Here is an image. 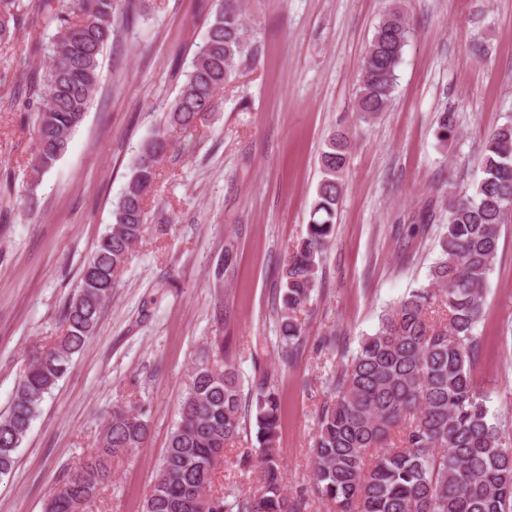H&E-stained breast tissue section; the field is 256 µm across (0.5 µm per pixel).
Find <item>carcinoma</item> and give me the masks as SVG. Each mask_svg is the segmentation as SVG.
I'll return each instance as SVG.
<instances>
[{"label": "carcinoma", "instance_id": "carcinoma-1", "mask_svg": "<svg viewBox=\"0 0 512 512\" xmlns=\"http://www.w3.org/2000/svg\"><path fill=\"white\" fill-rule=\"evenodd\" d=\"M142 0H0V42L15 38L30 15L43 35L30 39L46 63L29 73L22 106L36 114L33 182L68 150L98 93L105 49L115 32L141 15ZM206 38L172 102L167 127L145 141L112 210L113 223L83 264L76 291L62 310L63 331L33 352L0 415V476L46 396L67 374L74 354L94 335L112 288L147 231L145 197L160 160L173 147L168 129H195L215 112L217 95L254 57L251 27L241 0H224L209 13ZM412 31L399 8L377 23L358 75V120L388 107ZM349 155V140L334 132L320 155L321 179L305 236L287 250L276 310L284 361L305 335L298 313L316 287L333 234ZM482 178L448 199V224L429 283L411 289L379 318L355 353L326 379L329 397L317 413L311 474L317 497L334 512H512V437L491 421L473 376L484 316L483 288L493 271L501 228L512 220V124L485 142ZM448 309L445 321L431 317ZM144 512H305L289 498L278 464L281 398L274 375L263 371L251 386L256 446L252 466L262 476L256 493L229 487L211 493L218 451L238 438L242 385L234 363L213 370L195 364ZM402 432L394 443L391 432ZM149 433L144 414L116 404L97 447L69 474L44 512H82L112 479V459L133 454Z\"/></svg>", "mask_w": 512, "mask_h": 512}]
</instances>
